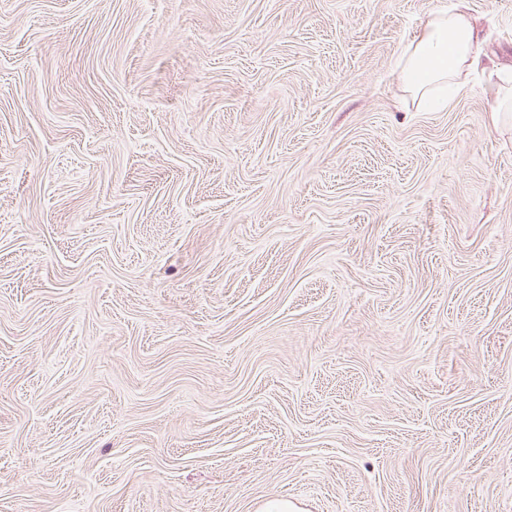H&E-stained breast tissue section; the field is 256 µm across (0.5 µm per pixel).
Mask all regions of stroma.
Listing matches in <instances>:
<instances>
[{"label": "stroma", "mask_w": 512, "mask_h": 512, "mask_svg": "<svg viewBox=\"0 0 512 512\" xmlns=\"http://www.w3.org/2000/svg\"><path fill=\"white\" fill-rule=\"evenodd\" d=\"M0 0V512H512V0ZM480 55L475 25L464 9L454 7L432 13L421 33L402 47L394 65L404 91L422 107L446 87L455 96L462 93Z\"/></svg>", "instance_id": "35a3bbf8"}]
</instances>
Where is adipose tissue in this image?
<instances>
[{
  "instance_id": "ef3b65f1",
  "label": "adipose tissue",
  "mask_w": 512,
  "mask_h": 512,
  "mask_svg": "<svg viewBox=\"0 0 512 512\" xmlns=\"http://www.w3.org/2000/svg\"><path fill=\"white\" fill-rule=\"evenodd\" d=\"M480 55L481 40L469 15L447 8L432 13L421 33L402 47L395 68L408 97L422 107L440 90L462 93Z\"/></svg>"
}]
</instances>
